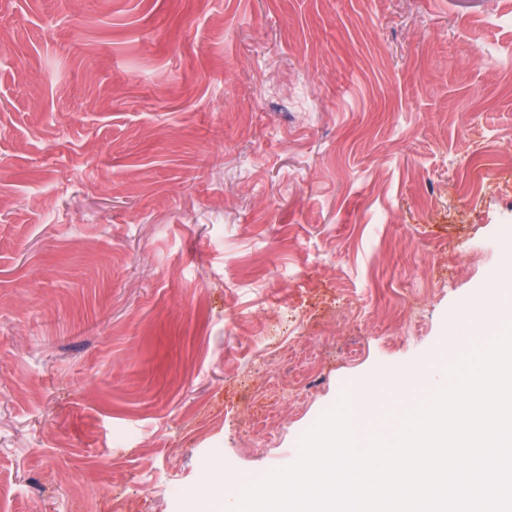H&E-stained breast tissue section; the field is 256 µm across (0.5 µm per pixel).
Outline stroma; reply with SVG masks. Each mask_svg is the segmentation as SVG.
Wrapping results in <instances>:
<instances>
[{"label": "stroma", "mask_w": 512, "mask_h": 512, "mask_svg": "<svg viewBox=\"0 0 512 512\" xmlns=\"http://www.w3.org/2000/svg\"><path fill=\"white\" fill-rule=\"evenodd\" d=\"M499 152L512 0H0V512H191L358 394L390 438L508 328Z\"/></svg>", "instance_id": "stroma-1"}]
</instances>
